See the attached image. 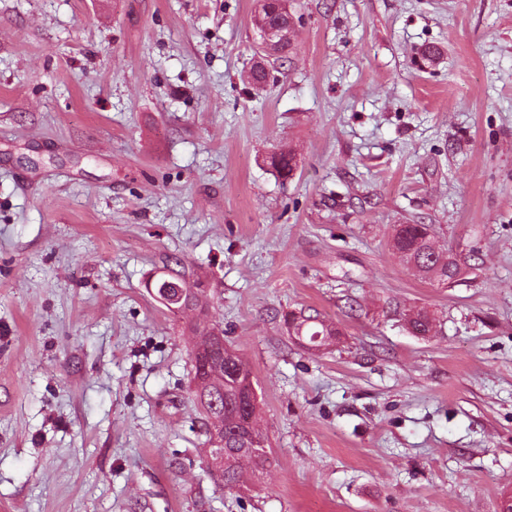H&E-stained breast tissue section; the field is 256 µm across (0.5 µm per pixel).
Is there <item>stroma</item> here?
I'll return each mask as SVG.
<instances>
[{
	"label": "stroma",
	"mask_w": 512,
	"mask_h": 512,
	"mask_svg": "<svg viewBox=\"0 0 512 512\" xmlns=\"http://www.w3.org/2000/svg\"><path fill=\"white\" fill-rule=\"evenodd\" d=\"M256 8L0 0V512L512 494V0H292L259 88ZM399 224L433 225L462 275L422 280ZM175 274L208 312L150 292ZM420 308L433 335L406 329ZM300 309L332 345L289 334ZM204 327L250 366L273 450L233 491L188 398Z\"/></svg>",
	"instance_id": "1"
}]
</instances>
